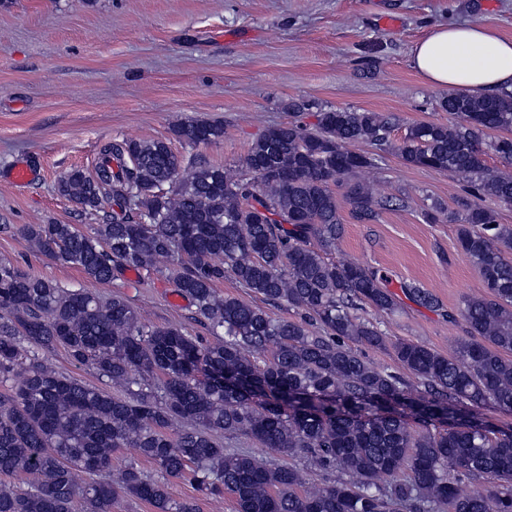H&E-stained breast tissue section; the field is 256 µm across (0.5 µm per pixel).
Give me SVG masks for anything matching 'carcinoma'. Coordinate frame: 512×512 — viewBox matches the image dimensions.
Returning a JSON list of instances; mask_svg holds the SVG:
<instances>
[{
    "label": "carcinoma",
    "mask_w": 512,
    "mask_h": 512,
    "mask_svg": "<svg viewBox=\"0 0 512 512\" xmlns=\"http://www.w3.org/2000/svg\"><path fill=\"white\" fill-rule=\"evenodd\" d=\"M441 108L455 123H416L396 152L455 174L474 197L457 201V246L486 293L465 300L467 335L447 356L388 341L355 310L393 312L395 294L367 266L330 257L343 232L333 187H345L359 221L390 205L353 180L375 160L350 149L387 144L389 116L336 108L313 128L272 125L237 170L187 160L165 140L123 139L103 147L94 173L68 171L58 192L85 210L112 201L111 219L90 234L30 224V243L97 283L167 271L218 340L153 326L121 294L104 300L1 261L0 376L14 392L0 399V474L39 482L0 488V512H74L78 499L83 512H112L119 491L155 512H196L132 464L117 484L99 479L121 448L168 476L191 474L207 494H231L237 512H512V429L474 413L490 404L512 414V228L483 204L512 202V137L491 144L503 169L486 166L483 148L487 131H512V92L452 96ZM173 136L216 143L224 125L190 119ZM226 276L299 318L218 296ZM56 346L126 396L30 358ZM366 349L390 350L395 365L373 364ZM150 375L163 377L160 390ZM231 433L301 453L304 465L230 451L217 437ZM309 469L323 481L308 485ZM460 480L473 488L461 492Z\"/></svg>",
    "instance_id": "cac0c4a2"
}]
</instances>
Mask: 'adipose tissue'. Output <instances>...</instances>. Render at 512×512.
Listing matches in <instances>:
<instances>
[{"label": "adipose tissue", "instance_id": "adipose-tissue-1", "mask_svg": "<svg viewBox=\"0 0 512 512\" xmlns=\"http://www.w3.org/2000/svg\"><path fill=\"white\" fill-rule=\"evenodd\" d=\"M410 65L431 87L492 96L512 90V39L478 24L439 25L414 44Z\"/></svg>", "mask_w": 512, "mask_h": 512}]
</instances>
